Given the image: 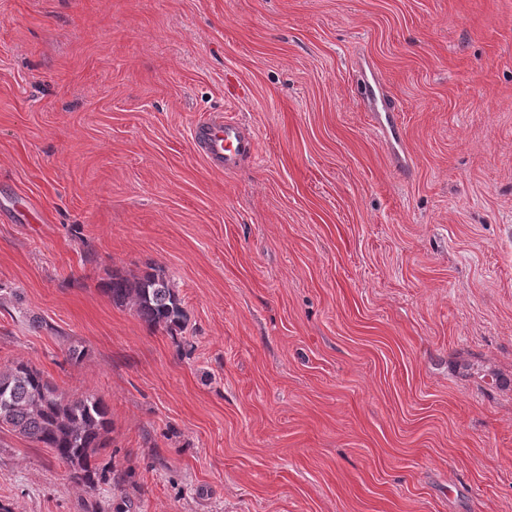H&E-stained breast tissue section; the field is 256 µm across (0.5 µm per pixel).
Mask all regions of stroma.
<instances>
[{
	"mask_svg": "<svg viewBox=\"0 0 512 512\" xmlns=\"http://www.w3.org/2000/svg\"><path fill=\"white\" fill-rule=\"evenodd\" d=\"M152 265L177 335L101 289ZM19 360L112 431L91 488L0 427L10 512H512V0H0ZM361 80L365 98L372 105L375 129L385 138H390V135L393 137V127L390 122L394 112L397 111V105L382 91L376 81L373 80L372 84L364 75ZM193 138L204 157L215 168L231 171L257 152L256 139L234 121L220 114L197 125Z\"/></svg>",
	"mask_w": 512,
	"mask_h": 512,
	"instance_id": "35a3bbf8",
	"label": "stroma"
}]
</instances>
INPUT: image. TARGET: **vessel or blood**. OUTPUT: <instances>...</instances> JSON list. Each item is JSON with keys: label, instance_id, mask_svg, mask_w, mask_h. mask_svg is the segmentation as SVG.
Masks as SVG:
<instances>
[{"label": "vessel or blood", "instance_id": "1", "mask_svg": "<svg viewBox=\"0 0 512 512\" xmlns=\"http://www.w3.org/2000/svg\"><path fill=\"white\" fill-rule=\"evenodd\" d=\"M363 87L365 98L373 107L376 130L386 137L392 135L391 119L397 110L395 102L378 84L367 81ZM193 138L211 166L227 171L234 170L257 152L255 138L238 123L224 120L219 114L197 125L193 130Z\"/></svg>", "mask_w": 512, "mask_h": 512}]
</instances>
